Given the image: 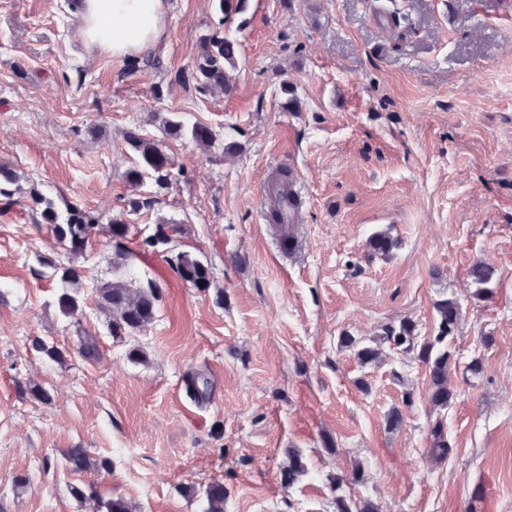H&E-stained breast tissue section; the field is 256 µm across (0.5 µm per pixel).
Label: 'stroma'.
I'll return each instance as SVG.
<instances>
[{
  "label": "stroma",
  "instance_id": "obj_1",
  "mask_svg": "<svg viewBox=\"0 0 512 512\" xmlns=\"http://www.w3.org/2000/svg\"><path fill=\"white\" fill-rule=\"evenodd\" d=\"M370 3L248 0L226 26L241 44L227 95L182 80L218 26L212 0H169L164 41L122 60L84 48L72 0H0V163L117 214L133 193L123 133L141 128L180 175L128 216L130 236L182 224L175 249L198 246L211 274L193 287L164 249L149 252L156 316L116 339L95 300L112 277L105 230L67 258L85 272L75 320L37 261L51 234L29 208L0 214V512H93L77 485L135 512H205L215 482L224 512H336L339 493L380 512H512V0H385L401 31ZM285 82L298 99L288 111ZM172 112L232 152L167 136ZM283 161L305 201L292 253L262 200ZM379 231L399 241L390 256L368 251ZM479 261L498 273L486 298L469 278ZM445 297L461 304L448 409H433L412 356L387 348L363 366L339 346L402 319L430 335ZM38 337L63 358L37 352ZM87 338L95 357L78 352ZM197 374L210 382L203 402L188 390ZM35 383L49 400L28 394ZM438 421L453 448L442 461L429 454ZM75 447L109 469L70 471ZM292 449L307 472L287 488ZM357 464L363 483L336 487Z\"/></svg>",
  "mask_w": 512,
  "mask_h": 512
}]
</instances>
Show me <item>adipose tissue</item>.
<instances>
[{"label": "adipose tissue", "mask_w": 512, "mask_h": 512, "mask_svg": "<svg viewBox=\"0 0 512 512\" xmlns=\"http://www.w3.org/2000/svg\"><path fill=\"white\" fill-rule=\"evenodd\" d=\"M168 9L167 0H77L74 15L88 49L124 58L161 41Z\"/></svg>", "instance_id": "obj_1"}]
</instances>
